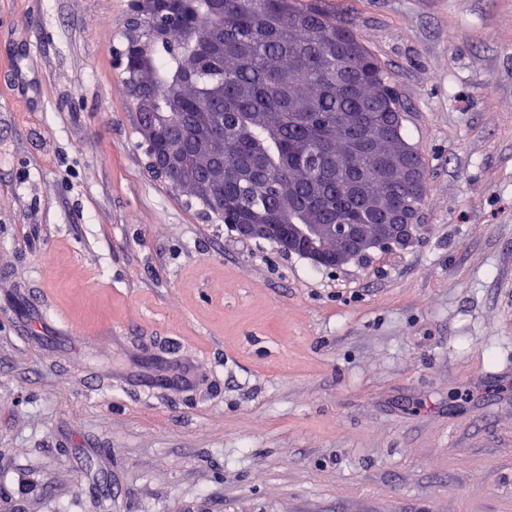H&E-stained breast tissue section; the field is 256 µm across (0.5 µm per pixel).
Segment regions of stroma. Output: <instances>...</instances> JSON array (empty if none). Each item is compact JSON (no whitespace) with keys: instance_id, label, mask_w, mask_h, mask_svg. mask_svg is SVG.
Listing matches in <instances>:
<instances>
[{"instance_id":"stroma-1","label":"stroma","mask_w":512,"mask_h":512,"mask_svg":"<svg viewBox=\"0 0 512 512\" xmlns=\"http://www.w3.org/2000/svg\"><path fill=\"white\" fill-rule=\"evenodd\" d=\"M128 2L0 0V290L51 307L0 321V512H512V0H324L426 170L415 243L339 269L152 173ZM167 340L196 389L144 398Z\"/></svg>"}]
</instances>
